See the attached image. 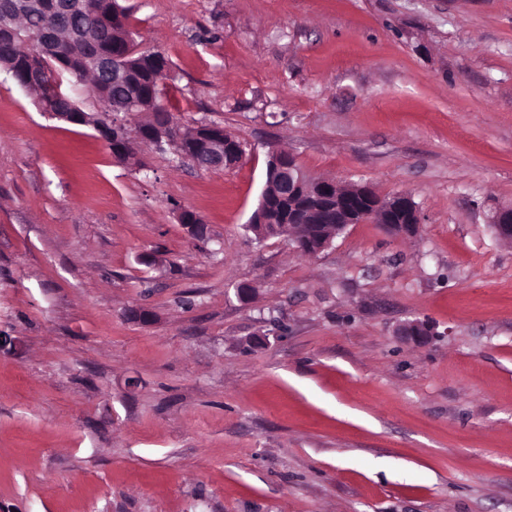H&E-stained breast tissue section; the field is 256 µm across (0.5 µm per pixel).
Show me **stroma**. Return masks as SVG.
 <instances>
[{
	"label": "stroma",
	"mask_w": 512,
	"mask_h": 512,
	"mask_svg": "<svg viewBox=\"0 0 512 512\" xmlns=\"http://www.w3.org/2000/svg\"><path fill=\"white\" fill-rule=\"evenodd\" d=\"M120 3L244 154L118 162L0 69V512H512V0ZM274 149L419 234L256 242Z\"/></svg>",
	"instance_id": "1"
}]
</instances>
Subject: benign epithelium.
<instances>
[{
  "instance_id": "1",
  "label": "benign epithelium",
  "mask_w": 512,
  "mask_h": 512,
  "mask_svg": "<svg viewBox=\"0 0 512 512\" xmlns=\"http://www.w3.org/2000/svg\"><path fill=\"white\" fill-rule=\"evenodd\" d=\"M46 8L42 0H9L6 11L3 12L4 25L0 28L6 30L10 38L19 37V31L9 25L14 17H24L36 10ZM83 13L85 0H73V6L57 5L56 11L65 21L64 33L60 34L47 27L33 34L38 44L36 57L43 61L50 59L59 61L65 55L64 45L75 39H80L86 44V56L84 63L87 68L95 73L99 81L107 84H117L124 80L125 68L117 63L114 56L101 53L94 45L90 35L81 27L70 24L72 11ZM30 78H39L44 81L49 94L61 101L62 107L52 110L46 102L39 101L42 110L63 120L69 124L83 127H91L99 133L107 143H112V128L119 125L114 120L112 113L103 112L95 117H90L83 107L69 93L61 91L58 83L53 80L50 69L36 67L32 61L24 64ZM173 131L166 127L157 128L146 139L145 144L162 149L164 146L174 145ZM196 139V153L184 150L178 146V155L191 163L198 170H213L224 167V160L228 151L233 149L231 141L224 139V134L219 132V127L212 124H200L196 126L194 133ZM266 174L274 186L278 187V193L282 196L305 195L315 202V208L308 213H302V209L292 202L288 209L284 210L272 201L262 200L261 206L253 213L250 223L257 225L255 233L265 238L270 235V224H290L294 226L296 233L292 240L296 246L305 249L311 255H317L328 248L333 238L320 234L311 221L321 224L336 225V233H342L346 229V220L351 211L356 209L361 218L368 221L383 220V226L389 232L400 236H413L418 233L422 217L414 202L406 194L393 195V204L387 207L386 214H381L382 201L376 191L368 185H357L350 189V193L343 196L338 191L336 182L317 179L309 176L299 166L292 155H285L279 150L270 152L267 162ZM179 223L183 224L193 236L203 234L205 224L202 218L194 211L182 209L178 214ZM495 234L504 240H512V208L498 210L491 218ZM400 335L416 344L426 342L432 335L431 328L425 322L414 320L406 323L400 330Z\"/></svg>"
}]
</instances>
